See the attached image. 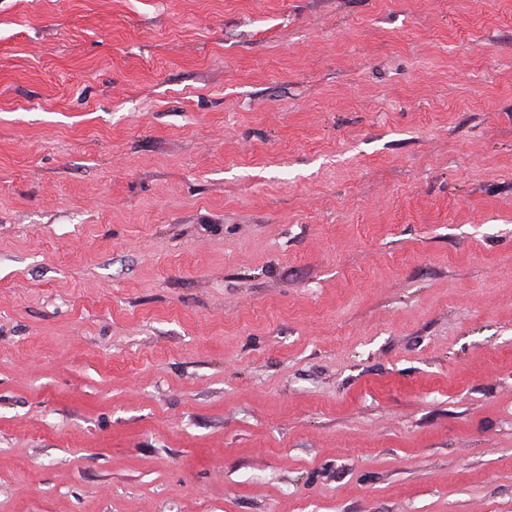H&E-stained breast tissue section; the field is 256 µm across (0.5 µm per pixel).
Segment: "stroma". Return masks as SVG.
<instances>
[{
    "label": "stroma",
    "mask_w": 512,
    "mask_h": 512,
    "mask_svg": "<svg viewBox=\"0 0 512 512\" xmlns=\"http://www.w3.org/2000/svg\"><path fill=\"white\" fill-rule=\"evenodd\" d=\"M0 512H512V0H0Z\"/></svg>",
    "instance_id": "1"
}]
</instances>
